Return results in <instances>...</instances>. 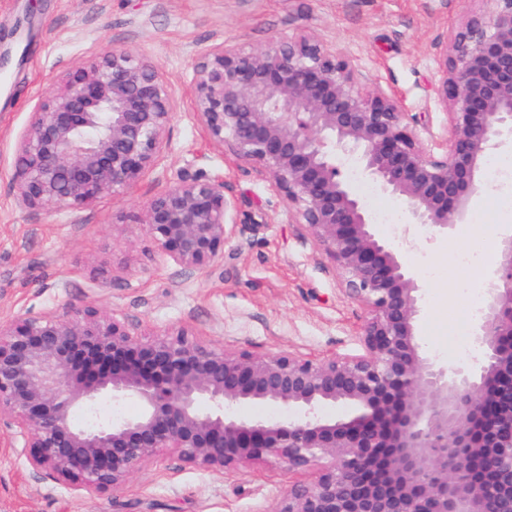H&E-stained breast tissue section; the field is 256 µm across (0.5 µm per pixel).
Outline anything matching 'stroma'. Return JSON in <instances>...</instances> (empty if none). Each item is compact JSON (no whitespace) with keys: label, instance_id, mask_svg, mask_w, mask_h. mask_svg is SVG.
Masks as SVG:
<instances>
[{"label":"stroma","instance_id":"stroma-1","mask_svg":"<svg viewBox=\"0 0 512 512\" xmlns=\"http://www.w3.org/2000/svg\"><path fill=\"white\" fill-rule=\"evenodd\" d=\"M487 0H0V33L23 27L22 61L0 81V323L62 316L73 307L104 313L152 335L178 327L209 343L257 356L360 353L362 305L296 208L256 163L206 143L193 111L194 65L222 43L261 49L309 34L344 59L362 87L394 93L420 136L439 153L448 114L434 89L447 38ZM129 51L157 63L177 107L166 147L128 191L75 213L21 209L12 183L20 136L35 105L62 75L93 57ZM224 177L236 234L213 273L185 274L161 253L140 215L181 172ZM507 184L483 176L461 223L399 254L421 287L419 336L427 354L449 363L448 344L466 309L457 257L468 240L487 246L473 277L498 267L496 225ZM296 473L274 465L212 472L167 452L141 466L120 490L89 497L31 473L25 457L0 447V512H275Z\"/></svg>","mask_w":512,"mask_h":512}]
</instances>
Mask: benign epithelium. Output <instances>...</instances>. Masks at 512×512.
Here are the masks:
<instances>
[{
    "mask_svg": "<svg viewBox=\"0 0 512 512\" xmlns=\"http://www.w3.org/2000/svg\"><path fill=\"white\" fill-rule=\"evenodd\" d=\"M438 59L449 116L426 153L397 98L365 90L315 38L245 52L215 44L197 58L193 108L206 141L261 165L296 206L367 316L362 351L256 356L187 328L141 337L93 305L0 323V441L32 474L89 496L123 488L170 449L208 471L280 464L308 477L276 512H512V234L475 324L479 359L444 365L417 336L421 288L343 177L405 199L407 223L445 233L464 216L491 153L512 147V0H487ZM175 109L156 64L102 54L61 79L22 133L19 204L78 211L130 189L163 151ZM224 178L182 172L141 223L187 272L218 270L233 234ZM107 397L135 399L132 419L70 420ZM269 403L280 414L249 419ZM347 412L336 417L334 406Z\"/></svg>",
    "mask_w": 512,
    "mask_h": 512,
    "instance_id": "7a95c632",
    "label": "benign epithelium"
}]
</instances>
